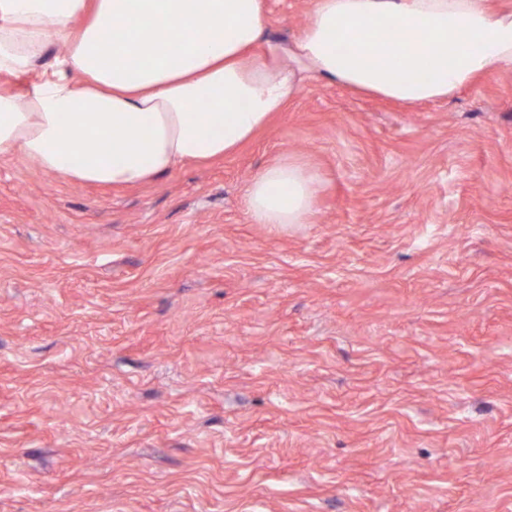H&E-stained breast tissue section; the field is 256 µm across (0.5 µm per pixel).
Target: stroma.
Here are the masks:
<instances>
[{
  "label": "stroma",
  "mask_w": 512,
  "mask_h": 512,
  "mask_svg": "<svg viewBox=\"0 0 512 512\" xmlns=\"http://www.w3.org/2000/svg\"><path fill=\"white\" fill-rule=\"evenodd\" d=\"M292 43L314 0H265ZM288 155L328 183L254 223ZM0 512H512V72L310 81L135 187L0 158ZM323 188L321 176L301 159L276 158L251 178L245 210L257 224H304L314 212L317 195Z\"/></svg>",
  "instance_id": "stroma-1"
}]
</instances>
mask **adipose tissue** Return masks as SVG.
I'll return each mask as SVG.
<instances>
[{
	"label": "adipose tissue",
	"mask_w": 512,
	"mask_h": 512,
	"mask_svg": "<svg viewBox=\"0 0 512 512\" xmlns=\"http://www.w3.org/2000/svg\"><path fill=\"white\" fill-rule=\"evenodd\" d=\"M55 36L67 50L50 73L0 86V157L116 187L231 155L310 80L415 105L512 71V12L488 0H315L288 45L269 39L263 0H0V73H29ZM324 186L280 157L245 210L303 224Z\"/></svg>",
	"instance_id": "1"
}]
</instances>
